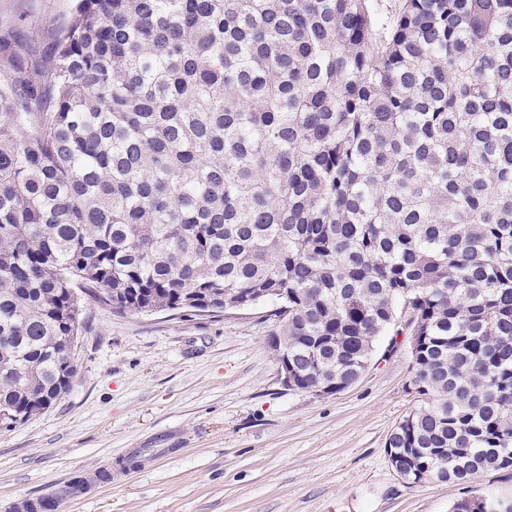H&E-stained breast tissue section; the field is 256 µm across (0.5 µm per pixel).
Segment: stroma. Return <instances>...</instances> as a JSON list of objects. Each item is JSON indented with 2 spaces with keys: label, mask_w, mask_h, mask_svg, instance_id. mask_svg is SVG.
I'll return each mask as SVG.
<instances>
[{
  "label": "stroma",
  "mask_w": 512,
  "mask_h": 512,
  "mask_svg": "<svg viewBox=\"0 0 512 512\" xmlns=\"http://www.w3.org/2000/svg\"><path fill=\"white\" fill-rule=\"evenodd\" d=\"M73 4L0 0V22L42 38ZM269 310L172 317L86 301L70 390L0 429V512L29 497L59 512H449L461 487L405 484L386 454L418 404L410 337L343 392L289 391Z\"/></svg>",
  "instance_id": "stroma-1"
}]
</instances>
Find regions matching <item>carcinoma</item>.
I'll use <instances>...</instances> for the list:
<instances>
[{
	"instance_id": "cac0c4a2",
	"label": "carcinoma",
	"mask_w": 512,
	"mask_h": 512,
	"mask_svg": "<svg viewBox=\"0 0 512 512\" xmlns=\"http://www.w3.org/2000/svg\"><path fill=\"white\" fill-rule=\"evenodd\" d=\"M85 296L268 303L295 390L324 395L410 336L399 478L511 468L512 0H77L46 46L1 25L13 425L70 390Z\"/></svg>"
}]
</instances>
